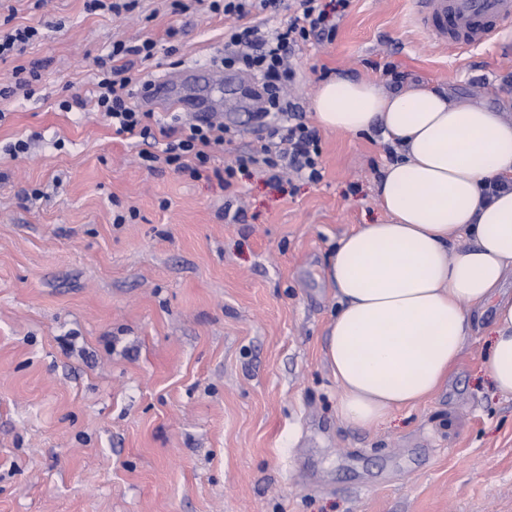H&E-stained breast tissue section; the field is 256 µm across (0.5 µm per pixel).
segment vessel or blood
Listing matches in <instances>:
<instances>
[{
    "mask_svg": "<svg viewBox=\"0 0 512 512\" xmlns=\"http://www.w3.org/2000/svg\"><path fill=\"white\" fill-rule=\"evenodd\" d=\"M415 22L432 39L452 50H475L491 34L512 21V0H414ZM177 76L166 75L148 84L142 106H162L167 112L208 116L210 101L203 95L177 91Z\"/></svg>",
    "mask_w": 512,
    "mask_h": 512,
    "instance_id": "1",
    "label": "vessel or blood"
}]
</instances>
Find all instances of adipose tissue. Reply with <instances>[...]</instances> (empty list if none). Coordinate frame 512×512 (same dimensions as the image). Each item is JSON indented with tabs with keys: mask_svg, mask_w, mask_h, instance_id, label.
I'll return each mask as SVG.
<instances>
[{
	"mask_svg": "<svg viewBox=\"0 0 512 512\" xmlns=\"http://www.w3.org/2000/svg\"><path fill=\"white\" fill-rule=\"evenodd\" d=\"M313 110L327 131L381 129L400 155L377 186L380 220L344 234L327 269L339 307L324 354L341 419L372 427L436 394L487 305L483 367L512 396V188L485 193L512 181V120L431 86L389 93L349 78L324 81ZM464 236L468 246L449 253Z\"/></svg>",
	"mask_w": 512,
	"mask_h": 512,
	"instance_id": "obj_1",
	"label": "adipose tissue"
}]
</instances>
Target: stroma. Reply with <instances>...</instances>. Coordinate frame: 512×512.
<instances>
[{"label": "stroma", "mask_w": 512, "mask_h": 512, "mask_svg": "<svg viewBox=\"0 0 512 512\" xmlns=\"http://www.w3.org/2000/svg\"><path fill=\"white\" fill-rule=\"evenodd\" d=\"M413 0H351L333 39L293 58L302 109L323 74L393 90L435 85L512 117V23L458 56L413 19ZM43 28L19 61L32 96L0 99V512H512V398L482 368L492 309L447 386L368 429L344 423L325 360L336 241L381 216L380 130L321 131L324 178L213 174L261 134L233 74L202 86L237 136L194 178L148 167L89 97L115 40L158 52L126 67L148 84L211 68L224 17L169 0L95 14L85 0H0ZM179 29L169 39L168 28ZM27 153L10 158L17 140ZM244 207L242 221L224 212ZM125 223H115L116 215Z\"/></svg>", "instance_id": "stroma-1"}]
</instances>
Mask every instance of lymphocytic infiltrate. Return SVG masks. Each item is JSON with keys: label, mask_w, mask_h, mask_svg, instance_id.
<instances>
[{"label": "lymphocytic infiltrate", "mask_w": 512, "mask_h": 512, "mask_svg": "<svg viewBox=\"0 0 512 512\" xmlns=\"http://www.w3.org/2000/svg\"><path fill=\"white\" fill-rule=\"evenodd\" d=\"M205 2L207 11L231 21L224 29V54L219 65L227 70L245 69L256 82L255 97L260 103L256 116L266 132L259 151L236 155L233 163L219 173V182L231 187L257 165L265 168L273 182L287 174L306 182L321 181L319 132L304 122L284 89L295 79L290 57L296 48L314 38H332L336 21L350 0H294V16L288 26L270 30L260 24L240 27L236 21L255 12L276 9L279 0ZM155 53L156 43L149 38L136 45L113 42L109 52L96 59L98 80L91 97L95 111L101 112L117 133L138 135L145 143L156 133L151 126L152 115L134 104L136 83L127 76L122 61L130 55L148 61ZM158 133L163 136V143L153 150L142 149L141 158L194 177L207 169L214 150L232 143L235 137L230 127L211 119L178 128L164 127Z\"/></svg>", "instance_id": "f902f5d3"}]
</instances>
